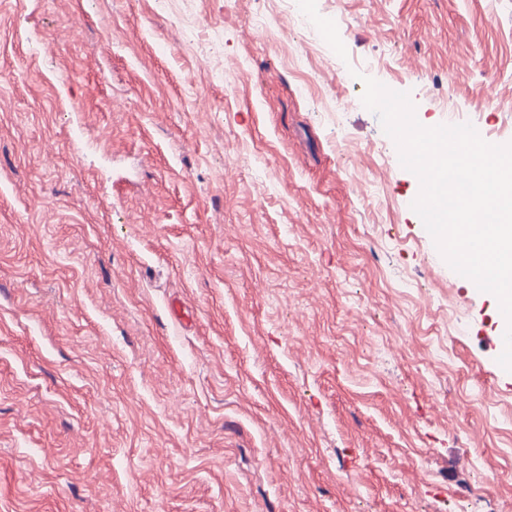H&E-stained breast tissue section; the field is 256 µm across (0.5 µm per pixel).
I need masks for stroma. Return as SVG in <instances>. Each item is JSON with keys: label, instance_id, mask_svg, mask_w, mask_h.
Listing matches in <instances>:
<instances>
[{"label": "stroma", "instance_id": "obj_1", "mask_svg": "<svg viewBox=\"0 0 512 512\" xmlns=\"http://www.w3.org/2000/svg\"><path fill=\"white\" fill-rule=\"evenodd\" d=\"M365 75L511 143L512 0H0V512H512Z\"/></svg>", "mask_w": 512, "mask_h": 512}]
</instances>
